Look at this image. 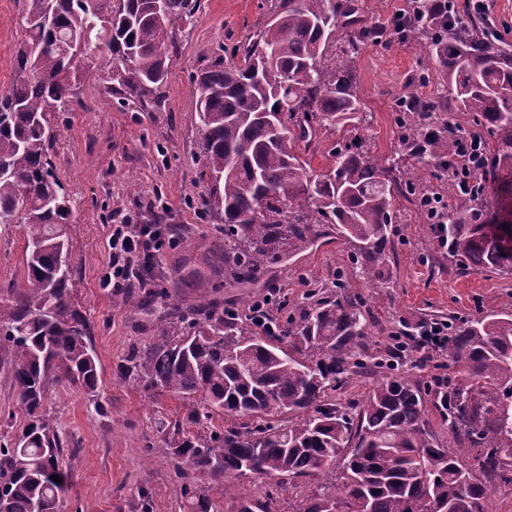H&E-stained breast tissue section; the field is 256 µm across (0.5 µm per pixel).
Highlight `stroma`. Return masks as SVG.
Masks as SVG:
<instances>
[{
	"label": "stroma",
	"instance_id": "obj_1",
	"mask_svg": "<svg viewBox=\"0 0 512 512\" xmlns=\"http://www.w3.org/2000/svg\"><path fill=\"white\" fill-rule=\"evenodd\" d=\"M269 16L268 0H199L191 24L175 32L158 108L138 111L102 81L88 79L79 89L81 106L59 122L52 161L75 203L68 227L77 271L73 301L91 324L103 411L95 413L77 386L47 395L46 409L66 442L67 489L58 512H190L158 428L159 421L181 412L182 402L129 385L122 366L130 350L152 342L158 317L178 304L217 299L243 310L269 295L276 302L274 316L287 321L299 315L311 291L329 285L337 269L349 265L347 243L330 234L318 247L271 264L261 287L242 288L215 275L224 266V222L203 204L210 183L199 149L195 77L221 47L246 39ZM25 17V0H0V93L17 78L15 55L26 38ZM350 65L367 117L328 135L309 158L318 173L331 164L330 148L356 139L376 157L394 154L400 147L395 100L412 93L434 99L445 92L433 66L398 41L365 47ZM126 215L138 224L174 225L180 238L156 254L145 281L104 288L100 276L112 261L110 226ZM393 230L389 287L359 288L372 314L369 350L393 344L401 332L425 322L512 311V275L454 265L408 202H400ZM24 246L23 225L0 224V293L22 284ZM185 277L191 287L174 290ZM150 294L157 297L152 312L132 306V299ZM9 361L8 351L1 350L0 436L16 435L24 423Z\"/></svg>",
	"mask_w": 512,
	"mask_h": 512
}]
</instances>
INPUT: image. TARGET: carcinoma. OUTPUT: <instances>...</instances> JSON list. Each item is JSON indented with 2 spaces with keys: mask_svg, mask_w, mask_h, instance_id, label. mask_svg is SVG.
Listing matches in <instances>:
<instances>
[{
  "mask_svg": "<svg viewBox=\"0 0 512 512\" xmlns=\"http://www.w3.org/2000/svg\"><path fill=\"white\" fill-rule=\"evenodd\" d=\"M196 9V0H164L160 14L154 0H27L17 79L0 94V164L9 169L0 176V224L25 225L26 237L24 289L0 297V346L10 350L24 414L17 435L0 438V512H56L65 490L62 442L45 408L50 389L76 385L101 409L91 325L72 298V212L51 160L56 114L71 111L90 74L124 104L159 106L173 33ZM387 37L434 61L448 95L439 105L397 102L394 155L373 157L357 140L334 148L329 170L315 174L308 152L362 114L350 60ZM231 56L239 62L219 58L197 77L200 148L214 182L205 205L224 216L225 276L250 288L272 261L331 230L349 244L352 273L384 285L399 197L460 266L512 274L511 216L486 213L467 188L445 215L435 192L405 178L411 160L456 164L471 133L489 159L481 183L512 180V45L484 8L407 0L391 23L368 25L354 0H275L269 20ZM452 112L470 114L472 129ZM334 287L311 293L298 319L270 331L224 314L215 300L157 321L158 339L131 350L123 375L183 401L180 416L160 422L172 459L221 482L226 495L248 473L298 479L293 512H487V480L512 484V463L502 461L512 459V312L448 324L457 379L426 392L407 375L386 378L353 416L336 390L397 357L391 349L359 355L369 313L349 277L337 275ZM430 406L483 476L436 441ZM215 415L224 428L211 426ZM336 471L341 483H319ZM181 492L193 512H211L206 491L185 484ZM237 496L239 512H278L272 499Z\"/></svg>",
  "mask_w": 512,
  "mask_h": 512,
  "instance_id": "cac0c4a2",
  "label": "carcinoma"
}]
</instances>
